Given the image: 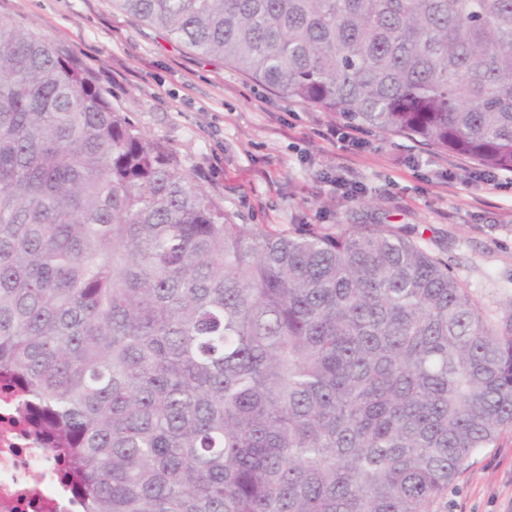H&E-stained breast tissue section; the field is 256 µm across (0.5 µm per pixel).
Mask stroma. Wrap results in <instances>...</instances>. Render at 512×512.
<instances>
[{
  "label": "stroma",
  "mask_w": 512,
  "mask_h": 512,
  "mask_svg": "<svg viewBox=\"0 0 512 512\" xmlns=\"http://www.w3.org/2000/svg\"><path fill=\"white\" fill-rule=\"evenodd\" d=\"M0 14L66 44L113 106L178 158L238 223L413 228L484 309L512 313V173L498 187L471 161L374 130L325 136L335 114L203 58L112 0H0ZM435 512H512V431L480 450Z\"/></svg>",
  "instance_id": "35a3bbf8"
}]
</instances>
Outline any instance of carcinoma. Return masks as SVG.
Here are the masks:
<instances>
[{
    "instance_id": "obj_1",
    "label": "carcinoma",
    "mask_w": 512,
    "mask_h": 512,
    "mask_svg": "<svg viewBox=\"0 0 512 512\" xmlns=\"http://www.w3.org/2000/svg\"><path fill=\"white\" fill-rule=\"evenodd\" d=\"M203 58L512 172V0H113ZM0 15V378L83 512H431L512 430V313L390 224H239Z\"/></svg>"
}]
</instances>
